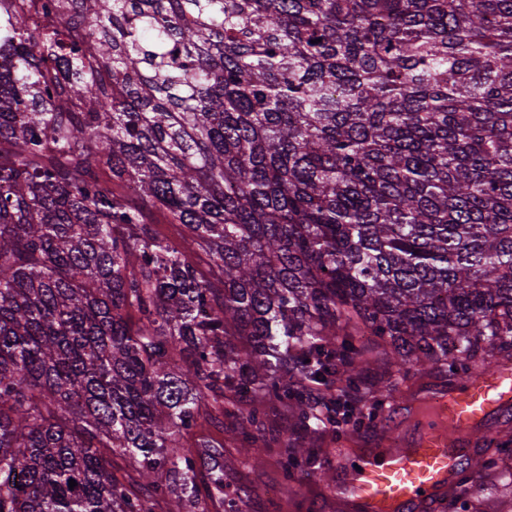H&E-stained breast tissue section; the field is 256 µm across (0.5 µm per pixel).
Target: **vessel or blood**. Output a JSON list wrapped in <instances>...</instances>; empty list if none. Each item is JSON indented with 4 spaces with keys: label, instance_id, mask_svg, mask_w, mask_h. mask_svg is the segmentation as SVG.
Segmentation results:
<instances>
[{
    "label": "vessel or blood",
    "instance_id": "1",
    "mask_svg": "<svg viewBox=\"0 0 512 512\" xmlns=\"http://www.w3.org/2000/svg\"><path fill=\"white\" fill-rule=\"evenodd\" d=\"M404 413L416 439L380 430L354 454H341L333 489L351 512H438L472 449L494 442L512 413V360L495 359L461 382L438 385L420 415Z\"/></svg>",
    "mask_w": 512,
    "mask_h": 512
}]
</instances>
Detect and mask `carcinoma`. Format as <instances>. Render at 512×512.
Here are the masks:
<instances>
[{
	"mask_svg": "<svg viewBox=\"0 0 512 512\" xmlns=\"http://www.w3.org/2000/svg\"><path fill=\"white\" fill-rule=\"evenodd\" d=\"M74 2L0 0V512H244L214 415L290 486L268 406L512 359V0ZM235 422L232 418L224 417V430L219 424L205 425L203 429L194 430V434L185 436L184 441L193 442L200 435H205L214 440L215 443H224V448L235 454V448L232 441Z\"/></svg>",
	"mask_w": 512,
	"mask_h": 512,
	"instance_id": "1",
	"label": "carcinoma"
}]
</instances>
